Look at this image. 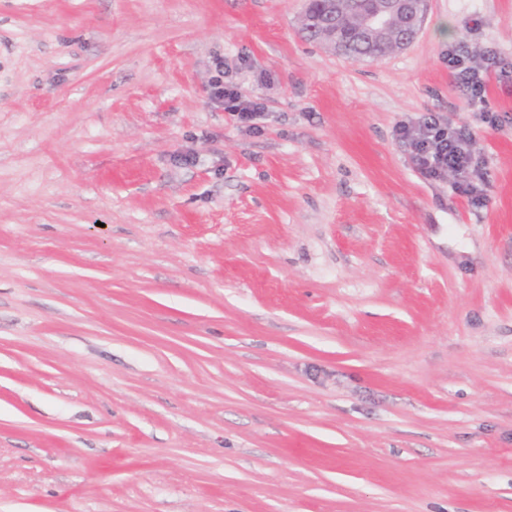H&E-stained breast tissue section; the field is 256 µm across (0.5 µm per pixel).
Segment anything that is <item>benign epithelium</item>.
<instances>
[{
	"mask_svg": "<svg viewBox=\"0 0 512 512\" xmlns=\"http://www.w3.org/2000/svg\"><path fill=\"white\" fill-rule=\"evenodd\" d=\"M326 13L325 42L336 49L335 34L346 30L350 39L376 40L394 51L408 45L417 35L423 15L416 0H370L369 6L354 12L344 10L345 0H322Z\"/></svg>",
	"mask_w": 512,
	"mask_h": 512,
	"instance_id": "obj_1",
	"label": "benign epithelium"
}]
</instances>
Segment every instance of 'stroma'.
Segmentation results:
<instances>
[{"mask_svg": "<svg viewBox=\"0 0 512 512\" xmlns=\"http://www.w3.org/2000/svg\"><path fill=\"white\" fill-rule=\"evenodd\" d=\"M303 10L0 0V512H512V0L378 60ZM426 112L482 202L414 168ZM499 58L493 49L486 52L485 65L473 67L466 62L461 50L448 51V69L454 80L462 87L470 101H481L488 89L491 68L499 65ZM210 97L213 101H224V109L230 112L236 123L249 132L259 130L265 116V105L253 100L234 86H225L219 79L211 83ZM397 138L410 151L416 170L425 178L436 179L453 173L457 190L471 198H480L482 188L478 164L474 161V136L471 130L455 127L438 112H426L416 120L401 121L395 128Z\"/></svg>", "mask_w": 512, "mask_h": 512, "instance_id": "obj_1", "label": "stroma"}]
</instances>
